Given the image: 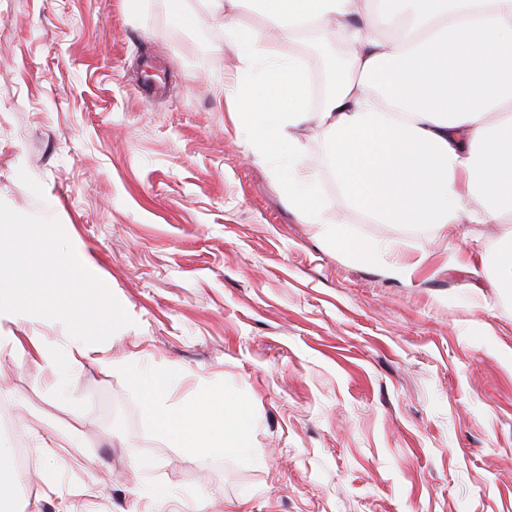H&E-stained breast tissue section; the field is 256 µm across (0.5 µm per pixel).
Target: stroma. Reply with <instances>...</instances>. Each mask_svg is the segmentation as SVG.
I'll use <instances>...</instances> for the list:
<instances>
[{
	"mask_svg": "<svg viewBox=\"0 0 512 512\" xmlns=\"http://www.w3.org/2000/svg\"><path fill=\"white\" fill-rule=\"evenodd\" d=\"M224 22L167 0H0V201L59 220L130 324L82 354L46 336L63 388L0 348V447L27 449L17 512H512V297L491 285L499 226L461 241L346 210L354 238L398 239L411 282L353 259L289 210L279 172L224 112L238 76ZM319 195L339 191L299 129ZM485 264L443 267L448 249ZM174 372L169 402L241 404V449L209 457L155 427L133 373ZM50 421L74 445L42 454Z\"/></svg>",
	"mask_w": 512,
	"mask_h": 512,
	"instance_id": "obj_1",
	"label": "stroma"
}]
</instances>
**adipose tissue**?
I'll return each mask as SVG.
<instances>
[{"label":"adipose tissue","mask_w":512,"mask_h":512,"mask_svg":"<svg viewBox=\"0 0 512 512\" xmlns=\"http://www.w3.org/2000/svg\"><path fill=\"white\" fill-rule=\"evenodd\" d=\"M224 21L241 74L226 96L258 161L284 158L288 206L389 277L391 243L351 238L330 215L296 129L313 124L346 207L379 224H500L512 215V0H203ZM260 15L242 26L244 11ZM330 36L335 74L316 88L307 62L273 49L296 33ZM157 430L181 448L221 455L248 430L223 392L172 406L167 372L137 374Z\"/></svg>","instance_id":"obj_1"}]
</instances>
